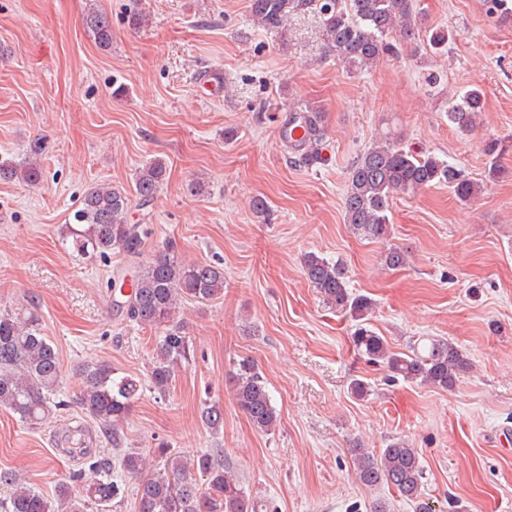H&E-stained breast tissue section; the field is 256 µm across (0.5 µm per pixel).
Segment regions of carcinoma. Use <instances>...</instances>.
Masks as SVG:
<instances>
[{
	"mask_svg": "<svg viewBox=\"0 0 512 512\" xmlns=\"http://www.w3.org/2000/svg\"><path fill=\"white\" fill-rule=\"evenodd\" d=\"M485 13L506 24L512 21V0H483ZM250 17L260 27L288 31V18L294 14H316L322 22L325 54L335 57L350 72L370 68L388 56L398 54V46L415 48L422 44L434 51L448 45L449 31L425 29L416 23V0H250ZM83 24L103 51L112 45L109 16L91 7ZM484 111V94L474 87L448 101V122L462 133L471 132ZM303 123L307 139L294 144L301 160L312 166L322 160L319 146L324 138L321 109L307 106L296 110L288 124ZM509 145L492 140L486 145L491 156L488 176L499 177L498 164ZM167 167L160 159L142 165L131 190L109 184L90 188L74 223L65 225L61 247L82 259H106L118 250L137 256L149 230L144 224H131L128 210L134 195L143 207L149 206L164 185ZM43 180V167L30 159L17 163L0 156V182H22L35 186ZM441 182L463 202L479 192V185L466 178L454 165L431 152L415 151L395 138H384L360 154L348 175L343 208L345 222L358 235L384 239L390 234L388 212L394 195L416 193ZM390 270L407 266L408 255L400 247L384 256ZM303 273L329 308L347 314L358 322L352 339L357 352L369 363L382 366L388 379L399 378L422 385L450 390L457 376L470 368L466 352L453 342L427 337L409 353L396 352L386 340L364 326L374 303L366 295L350 289L348 269L319 254L304 255ZM224 292V269L208 263H187L166 243L137 276L125 301L128 318L157 333L149 369L153 391L165 397L176 371L191 360L193 352L183 325L177 321L181 305L216 299ZM59 356L51 341L43 336L37 314L25 309L0 312V406L17 416L29 429H37L55 415L74 405L93 419L100 430L112 437L121 470L138 480L136 512H277L267 500L250 497L233 470L224 466V450L212 448L184 458L161 445L148 451L124 449L121 425L139 398L140 385L133 379L112 376L104 363L84 365L79 394L68 401L60 388ZM233 399L253 427L265 434L275 431L278 412L267 382L255 363L242 359L231 374ZM202 422L212 431L224 426V407L206 402ZM351 455L359 482L369 488L387 486L411 504L415 512H432L423 493V467L419 454L408 441L391 440L379 454L352 445ZM86 471L70 476L56 486L53 498L33 490L13 471L0 472V484L10 487L9 497L0 501V512H87L94 505L98 512H112L120 492L112 479V459L87 457ZM79 489H74V486Z\"/></svg>",
	"mask_w": 512,
	"mask_h": 512,
	"instance_id": "1",
	"label": "carcinoma"
}]
</instances>
